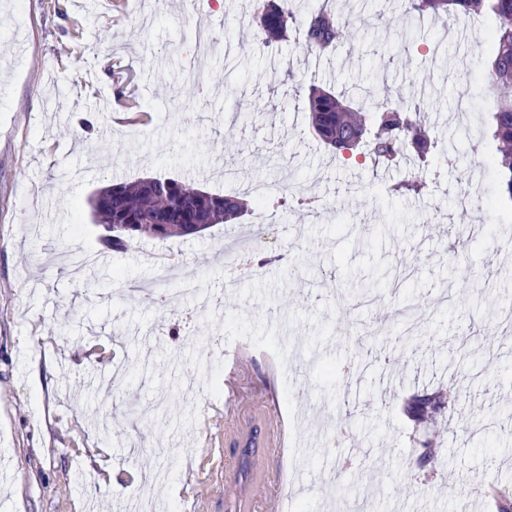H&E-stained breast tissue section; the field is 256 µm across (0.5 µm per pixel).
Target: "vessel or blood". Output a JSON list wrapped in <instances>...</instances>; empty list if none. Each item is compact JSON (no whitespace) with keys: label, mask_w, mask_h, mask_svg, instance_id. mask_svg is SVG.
<instances>
[{"label":"vessel or blood","mask_w":512,"mask_h":512,"mask_svg":"<svg viewBox=\"0 0 512 512\" xmlns=\"http://www.w3.org/2000/svg\"><path fill=\"white\" fill-rule=\"evenodd\" d=\"M264 363L265 377L260 387V401L246 403L239 392V382L256 363ZM279 367L276 358L261 357L250 343L242 342L234 350L225 375L224 441L250 449L249 478H242L238 468H224V512H276L280 493L270 481L265 460L284 458L288 452L290 431L280 415L276 382ZM250 419L239 422V414Z\"/></svg>","instance_id":"1"}]
</instances>
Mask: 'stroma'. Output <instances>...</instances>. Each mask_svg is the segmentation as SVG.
I'll list each match as a JSON object with an SVG mask.
<instances>
[{
	"instance_id": "stroma-1",
	"label": "stroma",
	"mask_w": 512,
	"mask_h": 512,
	"mask_svg": "<svg viewBox=\"0 0 512 512\" xmlns=\"http://www.w3.org/2000/svg\"><path fill=\"white\" fill-rule=\"evenodd\" d=\"M251 3L0 0V512H128L158 468L168 475L156 512L195 497L224 512L213 481L236 451L201 450L224 433V369L203 374L198 361L203 347L243 337L281 358L292 336L313 350L279 392L291 445L284 465H269L287 491L306 462L298 512H348L362 495L331 476L346 453L331 442L340 421L376 451L372 469L350 466L370 479L372 512H494L477 481L512 489V335L499 326L512 313V205L499 203L492 167L467 153L485 104L465 123L455 110L458 94L480 90L485 31L444 36L445 17H408L402 0H334L354 22L335 50L272 49ZM202 26L217 49L192 82ZM382 77L398 92L426 87L421 112L438 143L426 161L359 165L310 133V84L354 95ZM228 168L324 202L308 218L270 201L266 244L295 246L291 263L266 265L206 307L133 287L154 278L158 248L177 256L181 280L223 284L227 224L137 237L95 288L63 265L64 252L100 250L105 228L89 201L110 181L164 175L224 194L237 189ZM471 178L481 202L462 210L450 188ZM410 179L424 193L397 192ZM438 386L458 390L455 410L414 427L403 399ZM430 437L446 460L423 466ZM156 443L173 455L147 454Z\"/></svg>"
}]
</instances>
